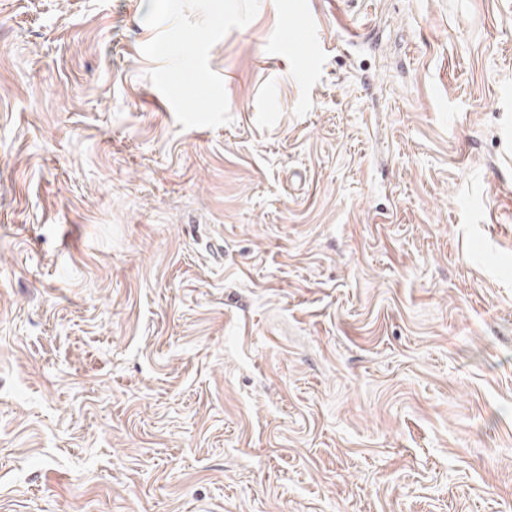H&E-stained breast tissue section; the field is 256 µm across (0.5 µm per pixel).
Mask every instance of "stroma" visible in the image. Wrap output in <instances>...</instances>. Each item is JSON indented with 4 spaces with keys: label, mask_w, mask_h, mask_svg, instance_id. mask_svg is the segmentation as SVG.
<instances>
[{
    "label": "stroma",
    "mask_w": 512,
    "mask_h": 512,
    "mask_svg": "<svg viewBox=\"0 0 512 512\" xmlns=\"http://www.w3.org/2000/svg\"><path fill=\"white\" fill-rule=\"evenodd\" d=\"M301 2L0 0V512H512V0Z\"/></svg>",
    "instance_id": "obj_1"
}]
</instances>
